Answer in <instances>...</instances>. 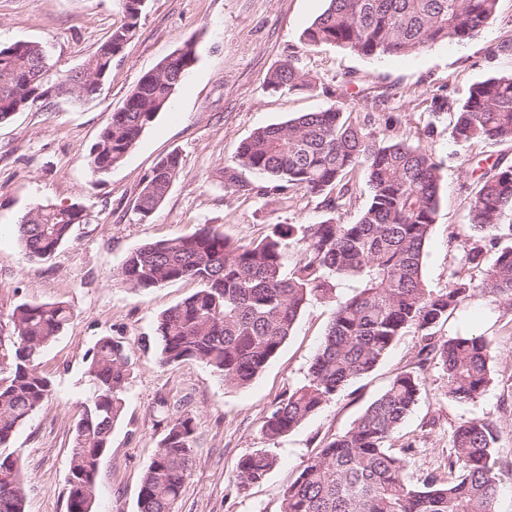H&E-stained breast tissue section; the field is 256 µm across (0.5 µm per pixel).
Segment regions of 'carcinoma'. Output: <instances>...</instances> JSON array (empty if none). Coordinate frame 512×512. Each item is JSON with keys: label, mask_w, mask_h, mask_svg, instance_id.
I'll list each match as a JSON object with an SVG mask.
<instances>
[{"label": "carcinoma", "mask_w": 512, "mask_h": 512, "mask_svg": "<svg viewBox=\"0 0 512 512\" xmlns=\"http://www.w3.org/2000/svg\"><path fill=\"white\" fill-rule=\"evenodd\" d=\"M146 0H122L123 20L89 55L78 78L56 77L45 46L35 41L0 44V122L52 95L86 100L97 94L94 77L111 72L113 58L134 37ZM498 0H326L325 9L302 32L307 46L337 47L364 57L414 55L437 43L464 44L493 18ZM144 73L112 113L90 148L87 165L99 176L123 162L140 136L167 109L197 61L195 43L174 50ZM267 89L292 92L311 87L291 57L270 71ZM434 112H454L458 142L512 141V74L475 83L462 103L431 99ZM367 171L370 200L351 224L328 217L317 224H277L252 245H234L209 224L192 235L139 246L113 273L132 293L179 280L198 288L156 319L160 365L195 361L230 388L248 386L276 357L312 299L334 303L332 321L305 381L288 391L265 417L264 439L276 443L369 374L402 332L416 327L427 343L420 362L441 365L448 398H481L492 382L491 344L482 336L442 338L433 329L471 292L512 298V165L495 162L470 184L467 245L448 287L433 290L423 277L425 249L440 202L441 166L420 144L379 136L371 117L353 119L339 106L303 113L256 129L240 144L224 185L234 191L263 190L243 181L248 171L277 182L282 192L321 199L334 213L352 190L348 175ZM180 172V158L161 159L145 178L135 203L140 218L162 204ZM85 208L40 206L16 225L30 261H46L67 241ZM491 261H486L488 253ZM477 270L479 282L464 273ZM74 317L64 302L21 303L8 314L10 332L0 335V512H26L24 482L12 450L18 429L55 392L39 370L42 351ZM133 369L124 343L106 334L85 355L90 395L82 403L69 459L67 512H96L99 463L122 419ZM421 378L398 374L342 435L327 442L282 494L281 512H492L498 495L493 455L500 427L485 418L459 423L450 437L446 470L412 482L406 454L391 441L421 395ZM196 418L184 413L166 421L158 449L138 494V512H175L195 457ZM271 451L240 458L235 480L247 487L277 466Z\"/></svg>", "instance_id": "carcinoma-1"}]
</instances>
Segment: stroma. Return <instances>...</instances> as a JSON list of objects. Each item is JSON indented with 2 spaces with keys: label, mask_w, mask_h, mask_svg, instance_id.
<instances>
[{
  "label": "stroma",
  "mask_w": 512,
  "mask_h": 512,
  "mask_svg": "<svg viewBox=\"0 0 512 512\" xmlns=\"http://www.w3.org/2000/svg\"><path fill=\"white\" fill-rule=\"evenodd\" d=\"M325 0H146L134 38L114 58L99 94L75 101L55 95L0 123V321L15 305L64 302L75 316L39 359L54 395L17 431L13 449L25 472L26 512H67L68 467L74 428L89 390L85 353L105 334L124 341L133 363L122 421L100 464L97 512H137L145 470L162 437L163 417L195 415V465L176 512H280L282 492L331 438L347 431L365 406L399 373L422 379L421 397L397 445L413 444L408 475L419 481L448 461L459 422L489 418L501 427L495 451L499 494L494 512H512V300L474 291L435 329L436 335L482 336L492 344L493 381L477 401L447 395L439 365H419L424 337L406 329L376 369L346 387L272 451L279 463L260 484L240 488L239 459L263 448L261 426L280 396L299 385L332 320L333 305L312 300L276 358L244 389L225 388L203 365L163 367L147 341L159 313L193 291L191 280L141 293L115 285L112 275L134 248L192 234L212 224L237 245L261 241L277 224H315L326 217L318 199L263 190V178L244 173L261 193L224 186V170L254 130L337 104L375 116L376 132L422 144L443 164L440 205L426 248L429 288L448 286L459 266L468 224L464 189L476 166L512 163V142L458 143L454 115L434 113L436 95L463 102L472 85L512 72V0H498L483 33L462 45L437 44L411 57L372 59L329 46H304L302 31ZM122 20L121 0H0V43L47 44L53 70L81 67ZM196 40L199 59L125 160L104 177L85 156L140 77L184 41ZM312 79L311 88L273 93L269 72L288 56ZM396 115L386 126V115ZM179 153L181 169L150 219L134 201L155 163ZM81 203L87 219L45 262L28 261L14 227L34 208Z\"/></svg>",
  "instance_id": "35a3bbf8"
}]
</instances>
